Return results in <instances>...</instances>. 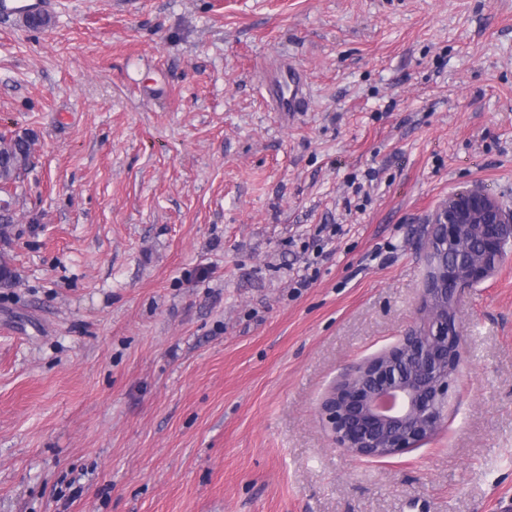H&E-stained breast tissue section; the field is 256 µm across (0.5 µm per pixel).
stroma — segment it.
Wrapping results in <instances>:
<instances>
[{"label": "stroma", "mask_w": 512, "mask_h": 512, "mask_svg": "<svg viewBox=\"0 0 512 512\" xmlns=\"http://www.w3.org/2000/svg\"><path fill=\"white\" fill-rule=\"evenodd\" d=\"M0 18L35 140L0 252V512H501L512 245L458 303L443 425L384 459L319 414L418 318L423 228L512 209V0H57ZM308 104L278 111L281 68ZM308 287H296L301 275Z\"/></svg>", "instance_id": "1"}]
</instances>
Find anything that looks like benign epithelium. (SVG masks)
I'll list each match as a JSON object with an SVG mask.
<instances>
[{"instance_id":"obj_1","label":"benign epithelium","mask_w":512,"mask_h":512,"mask_svg":"<svg viewBox=\"0 0 512 512\" xmlns=\"http://www.w3.org/2000/svg\"><path fill=\"white\" fill-rule=\"evenodd\" d=\"M431 226L419 321L320 404L334 445L356 458L399 455L438 433L461 363L458 298L494 275L512 242V211L479 187L450 195Z\"/></svg>"}]
</instances>
